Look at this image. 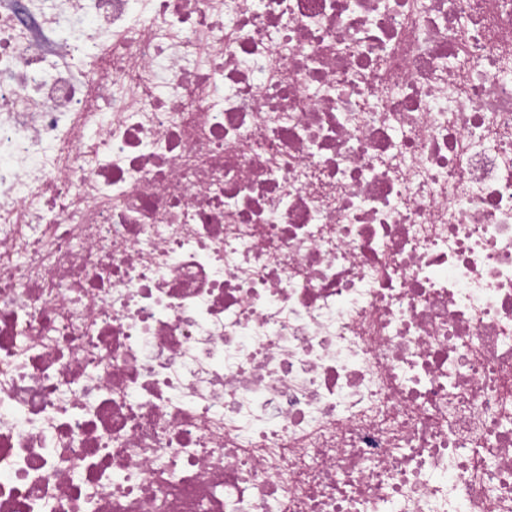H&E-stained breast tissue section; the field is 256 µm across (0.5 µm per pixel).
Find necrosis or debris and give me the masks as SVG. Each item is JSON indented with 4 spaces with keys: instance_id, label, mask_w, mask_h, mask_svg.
Wrapping results in <instances>:
<instances>
[{
    "instance_id": "necrosis-or-debris-1",
    "label": "necrosis or debris",
    "mask_w": 512,
    "mask_h": 512,
    "mask_svg": "<svg viewBox=\"0 0 512 512\" xmlns=\"http://www.w3.org/2000/svg\"><path fill=\"white\" fill-rule=\"evenodd\" d=\"M0 512H512V0H0Z\"/></svg>"
}]
</instances>
